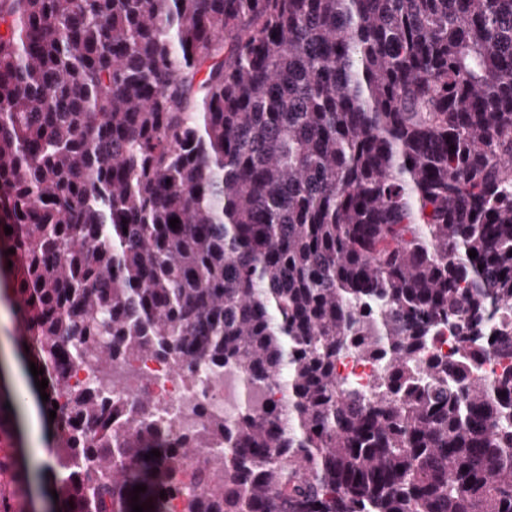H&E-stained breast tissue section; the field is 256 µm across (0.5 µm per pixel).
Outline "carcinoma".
Instances as JSON below:
<instances>
[{"label":"carcinoma","instance_id":"1","mask_svg":"<svg viewBox=\"0 0 512 512\" xmlns=\"http://www.w3.org/2000/svg\"><path fill=\"white\" fill-rule=\"evenodd\" d=\"M0 189L58 425L0 384V512H512V0H0ZM85 356L288 407L131 431ZM336 374L340 378L349 380L364 394H368V385L377 374V366L371 362L359 361L353 356H348L337 362Z\"/></svg>","mask_w":512,"mask_h":512}]
</instances>
